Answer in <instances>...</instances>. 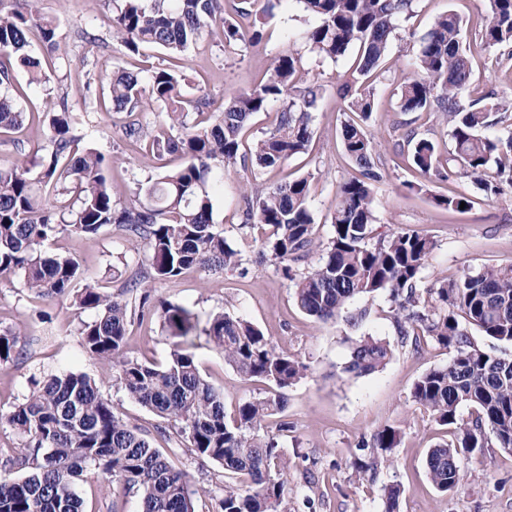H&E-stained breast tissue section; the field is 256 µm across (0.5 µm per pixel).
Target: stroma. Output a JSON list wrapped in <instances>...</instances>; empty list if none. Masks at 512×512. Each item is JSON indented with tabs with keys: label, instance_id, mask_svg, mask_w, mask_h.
<instances>
[{
	"label": "stroma",
	"instance_id": "35a3bbf8",
	"mask_svg": "<svg viewBox=\"0 0 512 512\" xmlns=\"http://www.w3.org/2000/svg\"><path fill=\"white\" fill-rule=\"evenodd\" d=\"M39 7L56 21L61 41L71 55L83 51L82 32L104 39L97 68L102 80H109L113 71L125 66L123 49L113 41L108 28V0H39ZM254 10L264 25V43L227 56L221 49L220 34H213L187 53L185 88L188 96L202 93L218 106L225 98L250 90L278 53L301 57V81L315 80L327 89L313 115V140L308 154L290 161L287 171L267 172L263 178L277 182L287 175L312 174L314 233L316 239L325 242L333 234L336 188L355 168L340 142L341 126L349 112L335 93L352 60L321 59L310 52L306 33L314 20L304 13L300 0H256ZM413 10L412 18L400 22L393 33L384 67L374 81L377 107L368 131L379 145L375 161L382 173L374 184L375 224L385 231L433 236L436 247L421 273L427 284L442 276L512 262V186H504L499 196L489 199L478 184L457 174L446 180H421L399 155L400 143L414 129L438 142L441 149H448L450 126L438 112L400 111L399 87L412 76L417 50L434 18L446 11H455L466 24L475 95L489 92L495 99L512 100V48L480 46L479 33L488 20L485 0H415ZM84 73L78 65L66 76L50 73L46 84L27 88L21 107L36 110L48 97L64 94L74 111H83ZM123 123V114L96 113L91 142L109 157L112 182L129 200L138 182L156 174L157 168L143 151L128 146ZM244 178L241 171L215 172L207 184L216 224L228 242L244 254L242 269L221 273L197 269L150 285L153 298L186 306L197 315L193 352L203 378L223 391L226 410L263 396L266 387L241 377L209 343L205 330L213 316L222 312L252 322L277 352L308 367L306 376L287 391L285 414L291 429L281 443L288 458L304 453L315 458L321 493L316 512H383L382 488L393 483L404 488L398 512H512L510 451L494 447L462 458L465 481L454 492L437 491L426 477L429 449L450 440L451 430L436 423L429 411L413 401L411 388L423 373L448 363L452 350L433 343L418 349L407 345L398 348L395 359L382 371L359 377L346 373L344 366L356 341L373 336L397 342L388 297L380 294L356 299L350 313L363 310L367 316L355 324L344 318L323 323L300 311L289 280L270 257L260 253L257 230L241 225L239 202ZM419 181L425 184L422 192L408 191V183ZM448 194L467 196L470 209L459 213L433 205L432 196ZM45 251L77 259L87 268L91 283L105 291L121 287L149 264L144 244L128 240L114 226L94 237H61L46 245ZM95 316V310L80 308L73 299L37 296L25 288L20 276L0 274V331L19 330L22 346L18 358L0 365V409L9 410L23 401L33 390L35 377L59 371L82 372L103 380L104 396L130 427L159 440L161 419L130 397L83 350L78 331ZM172 343L158 321L147 318L128 326L124 350L129 358L162 364ZM385 426L398 429L399 443L388 461L379 465L375 481L360 479L354 466L355 460L366 456L360 444ZM172 463L186 471L194 485L210 490L209 495L195 499L196 512H217L218 493L225 480L223 468L182 449ZM78 492L86 512H142L138 492L119 484L101 490L91 469L84 472Z\"/></svg>",
	"mask_w": 512,
	"mask_h": 512
}]
</instances>
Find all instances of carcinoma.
Wrapping results in <instances>:
<instances>
[{"label": "carcinoma", "mask_w": 512, "mask_h": 512, "mask_svg": "<svg viewBox=\"0 0 512 512\" xmlns=\"http://www.w3.org/2000/svg\"><path fill=\"white\" fill-rule=\"evenodd\" d=\"M317 22L307 31L311 49L337 59L349 51L356 57L336 85L347 101L350 117L342 125L344 152L356 171L337 188L327 244L314 237L311 175L258 181L264 170H282L306 153L313 139V112L323 99L316 82L297 85L301 58L291 52L272 59L252 89L224 101L218 108L206 96L193 100L196 117L185 112L182 71L186 53L205 33L219 28L224 53L256 47L263 29L250 21L255 0H113L112 36L125 50L130 68L112 74L99 112H123V134L133 147L151 158H181L138 184L131 203L112 188L109 165L98 149L81 144L78 126L92 123L93 110L78 114L63 97L43 112L19 105L27 84L47 80L70 60L58 55V26L40 12L37 0H0V132L46 124L47 145L31 162L0 165V274L23 276L28 290L41 297H71L96 318L79 329L86 353L112 371V376L143 407L162 418L191 454L224 469L220 512H288L294 489L284 478L288 458L267 431L271 416L286 409V391L306 375L307 366L275 351L263 332L242 319L219 313L207 330L224 362L247 380L269 387L268 394L239 404L229 415L224 392L202 376L190 335L194 313L181 305L151 303L144 281L172 280L207 268L233 270L243 265L240 250L214 223L207 190L212 167L248 171L254 182L242 194L244 226L259 227V245L291 282L293 300L305 314L323 322L335 320L353 300L380 292L392 302V318L400 343L419 348L430 341L454 351L448 363L421 375L411 397L442 425L453 427L452 438L429 449L426 469L442 493L462 486L459 460L484 448L512 451V356H496L475 344L458 316L486 336L512 344V264L485 267L455 278L446 276L423 286L420 274L436 247L428 234L396 230L375 234L374 183L381 173L367 131L376 109L375 88L368 83L385 57L398 22L412 15L413 0H298ZM488 22L479 38L485 47L512 43V0H487ZM464 21L450 10L437 16L420 44L417 74L398 91L402 112H444L451 123L452 149L446 153L416 131L407 134L403 150L424 178L445 173L472 179L489 197L512 185V103L485 95L471 98V55L463 47ZM84 88L97 98L96 72L90 69L99 38L84 34ZM47 56L32 54V42ZM164 52L162 62L149 61L148 51ZM272 102L282 109L272 128L242 150L253 116ZM499 125L494 138L482 131ZM445 210L471 206L464 195H434ZM112 224L130 240H143L149 271L113 292L89 283L78 260L46 256L41 247L63 235L92 237ZM318 250L316 265L292 272L291 264ZM156 316L179 339L163 366L124 355L126 327L135 315ZM20 333L0 332V364L16 352ZM395 346L367 337L352 348L346 371L369 375L388 365ZM36 389L10 410H0V428L10 429L18 446L8 458L10 468L25 473L0 476V512H84L77 481L88 469L107 483L140 493L143 512H195L194 498L212 490L193 485L187 473L172 467L168 456L144 435L131 429L112 410L101 384L78 372L50 374L34 381ZM468 405L474 417L458 422ZM398 431L378 430L371 443V461L358 462L359 474L374 481L380 456L397 444ZM403 493L399 484L383 488L385 512H396Z\"/></svg>", "instance_id": "obj_1"}]
</instances>
